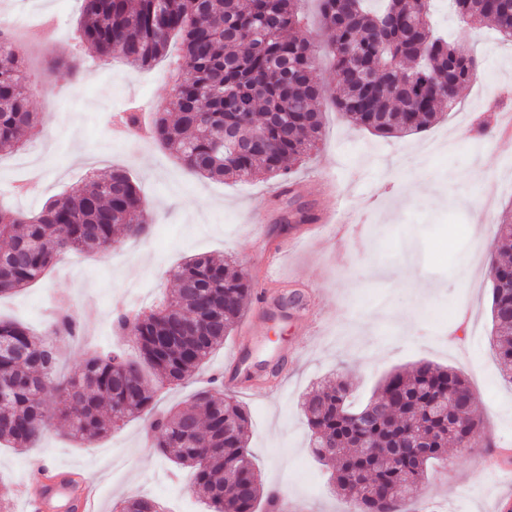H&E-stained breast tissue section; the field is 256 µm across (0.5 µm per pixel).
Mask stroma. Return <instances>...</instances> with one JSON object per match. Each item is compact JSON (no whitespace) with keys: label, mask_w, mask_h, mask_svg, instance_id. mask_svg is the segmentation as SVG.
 Wrapping results in <instances>:
<instances>
[{"label":"stroma","mask_w":512,"mask_h":512,"mask_svg":"<svg viewBox=\"0 0 512 512\" xmlns=\"http://www.w3.org/2000/svg\"><path fill=\"white\" fill-rule=\"evenodd\" d=\"M1 11L49 21L53 33L23 42L36 88L30 109L41 126L0 157V204L31 215L86 176L121 167L151 217L147 239L123 237L106 253L66 254L42 281L0 297V316L40 331L55 308L79 317L82 334L63 350L59 376L107 344L133 349L132 339L117 340L112 331L116 310L162 301L185 258L244 263L255 287L264 277L262 255L285 235H298L302 241L281 255V282L270 291L295 305L285 319L247 310L257 320L251 363L261 376L252 391L232 393L250 413L249 448L265 490L281 489L300 512H347V499L309 448L307 394L342 375L367 400L388 373L426 361L462 374L484 430L480 447H449L447 465L422 487L420 501L442 512H499V500L512 499V471L486 465L512 450V385L502 381L489 343L491 284L465 278L468 267L486 266L499 222L512 216V165L495 129L498 114L512 113V42L489 24L462 28L439 0L436 30L453 33L479 60L455 108L426 130L396 138L373 135L326 108L317 150L293 169L294 192L282 195L280 178L207 179L154 140L115 139L113 119L130 107L150 116L171 111L179 38L149 67L119 57L102 62L75 38L81 0H0ZM74 58L82 61L79 72L64 76L63 64ZM299 207L313 216L334 211L347 233L328 230L310 240L303 224L280 232L284 211ZM447 312L470 323L466 341L448 342L435 329ZM242 338L234 329L193 379L157 389L158 410L189 405ZM146 427L145 417L132 418L82 445L50 422L32 448L0 444V484L16 487L41 463L93 481L100 512L130 497L154 499L166 512H207L188 492L191 473L156 454Z\"/></svg>","instance_id":"obj_1"}]
</instances>
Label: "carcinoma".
<instances>
[{
    "label": "carcinoma",
    "instance_id": "cac0c4a2",
    "mask_svg": "<svg viewBox=\"0 0 512 512\" xmlns=\"http://www.w3.org/2000/svg\"><path fill=\"white\" fill-rule=\"evenodd\" d=\"M76 39L101 59L119 55L140 67L182 38L175 75L178 116L157 113L154 139L176 160L210 179L276 177L316 147L321 108L332 104L355 124L383 137L418 131L453 108L479 67L458 40L430 25V0H318L337 84L314 78L316 46L302 33L298 0H81ZM465 26L490 21L512 40V0H448ZM32 85L14 43L0 49V154L19 149V135L38 124ZM260 144L250 146L256 131ZM250 149L224 160V139ZM151 220L127 171L115 168L26 216L0 208V295L41 280L62 254L105 253L116 237L148 234ZM504 275L512 273V224L496 230ZM173 276L174 294L158 307L117 314V336H137L139 355L121 347L87 356L67 380H56L62 347L80 333L76 317H57L47 334L0 320V441L23 450L56 419L66 435L90 443L119 423L146 415L153 447L188 468L208 512H257L259 474L248 449L250 419L222 390H204L190 407L156 412L152 384L193 377L224 342L249 302V281L220 259L186 260ZM491 348L501 378L512 384V280L492 284ZM380 415L358 423L347 381L336 377L304 403L311 448L336 491L356 512H400L435 467L448 459L444 438L464 440L481 429L479 410L455 419L454 396L470 392L454 370L421 362L388 374L379 387ZM55 401L52 414L46 401ZM432 438L421 459L396 458L416 437ZM125 512H162L148 499L123 501Z\"/></svg>",
    "mask_w": 512,
    "mask_h": 512
}]
</instances>
